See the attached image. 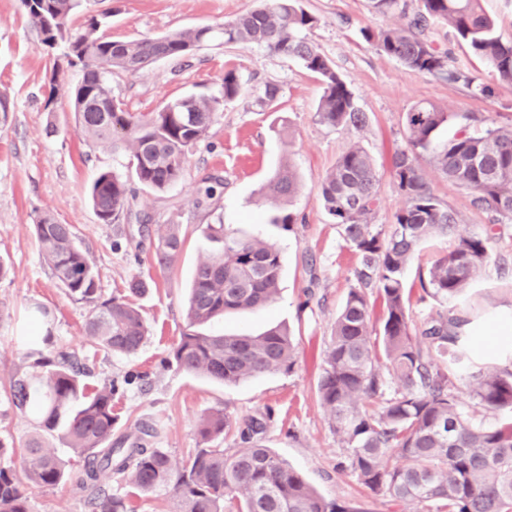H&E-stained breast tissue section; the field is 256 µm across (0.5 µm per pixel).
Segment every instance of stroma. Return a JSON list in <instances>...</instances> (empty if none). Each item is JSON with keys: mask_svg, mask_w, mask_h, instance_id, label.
<instances>
[{"mask_svg": "<svg viewBox=\"0 0 512 512\" xmlns=\"http://www.w3.org/2000/svg\"><path fill=\"white\" fill-rule=\"evenodd\" d=\"M260 0H89L77 12L71 32L85 30L86 14L105 15L100 34L115 40L161 36L173 31L211 26L257 8ZM317 20L309 38L335 64L369 117L360 131L319 122L316 110L322 94L319 80L298 62L249 44H224L215 39L182 60H162L135 74L112 75V93L127 111L148 113L163 101L191 93L218 91L224 71L236 68L244 81L242 94L229 103L207 138L189 155L183 180L166 192L135 188L127 219L106 224L88 201V188L99 171L125 174L124 152L88 145L71 120L68 89L76 83L74 68L53 72L40 36L21 0H0V260L9 269L0 278V440L21 444L31 421L9 401L10 382L24 370L19 338L33 324L34 305L55 317V334L64 346L77 349L88 366V382L97 388L113 381L119 393L112 401L113 434L122 436L135 425H153L151 444L167 449L174 464L199 445L198 423L221 410L231 419L271 412L265 444L299 471L325 498L344 501L355 512H414L410 505H393L370 496L350 473L337 467L346 448L329 427V413L317 394L331 327L356 284L358 259L332 224L319 201L326 172L353 143L372 156L379 175L381 207L376 225L389 224L402 197L391 176L392 157L404 147V116L419 102L445 111L475 114L486 122L512 124V85L499 81L486 65L454 38L449 28L435 26L431 37L448 51L455 64L488 85L451 83L411 71L366 42L361 29L403 25L401 14H379L369 0H302ZM279 86L275 102H267L266 84ZM56 121L57 132L47 124ZM291 165L300 189L290 205L304 221L293 230L261 222L265 213L261 189L282 165ZM420 167L435 194L457 211L471 233L482 232L486 218L470 204L468 191L449 182L422 156ZM224 181L220 194L198 204L203 177ZM72 225L78 241L99 277L104 297H129L146 320L148 333L131 355H111L91 347L84 331L87 309L68 299L45 264L33 224L44 212ZM179 224L185 231L183 250L166 271L153 261L144 243L141 219ZM217 222L240 234L274 244L281 253L278 295L254 312L230 314L215 328L227 333H260L286 324L298 345L292 370L275 371L236 384L220 385L200 375L169 366L166 360L184 326V303L195 266L212 250L203 230ZM120 249H113V241ZM136 278L147 282L145 293L129 295ZM463 303L475 329L471 349L478 362L503 365L502 351L492 350V329L512 320V224L498 232L491 261L466 291ZM101 485L122 498L125 512H175L170 493L144 494L102 475ZM33 512H89L73 484L56 489L32 487Z\"/></svg>", "mask_w": 512, "mask_h": 512, "instance_id": "1", "label": "stroma"}]
</instances>
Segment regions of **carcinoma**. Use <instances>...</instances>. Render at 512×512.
Returning a JSON list of instances; mask_svg holds the SVG:
<instances>
[{
  "label": "carcinoma",
  "instance_id": "1",
  "mask_svg": "<svg viewBox=\"0 0 512 512\" xmlns=\"http://www.w3.org/2000/svg\"><path fill=\"white\" fill-rule=\"evenodd\" d=\"M22 2L42 44L64 43L68 65L80 69L69 88L76 128L93 145L124 150L131 175L156 192L183 179L188 154L206 138L224 106L241 94L240 75L226 71L218 95H185L138 115L112 95L110 77L115 70L136 73L162 59L179 60L217 35L226 44H254L293 59L315 74L323 89L317 107L321 123L356 130L368 124L333 62L308 39L317 18L300 0H263L218 32L203 26L131 40L96 34L94 15L85 32L71 33L69 22L82 0ZM370 2L381 14L406 13V0ZM420 2L404 25L361 34L412 71L470 86L474 78L453 67L448 52L427 35L431 24L447 25L502 83L512 85V43L495 37L480 0ZM454 118L433 103H418L405 113L406 146L392 161L402 205L386 231L370 222L381 204L379 177L362 146L348 148L321 183V205L357 255L358 267L356 285L332 326L317 393L330 411L331 430L348 449L345 469L369 494L396 505L411 503L416 512H512V418L496 425L475 422L457 387L459 369L471 361L462 293L490 262L494 227L512 224V125L477 128V118L464 115L456 134L435 144L440 129ZM424 152L432 153L435 168L448 181L469 191L472 206L488 219L483 233H459V214L435 195L419 166ZM298 189L295 172L283 168L263 188L262 199L277 207ZM131 196L129 181L112 171L98 173L89 190L95 214L105 224L122 223ZM145 232L153 239L156 264L170 268L185 241L180 225H147ZM205 233L218 247L194 270L186 323L168 364L224 385L292 369L297 345L284 327L259 335L201 330L228 312L273 302L281 273L274 245L238 236L221 222L207 225ZM34 236L66 296L88 308L84 328L91 346L106 354L136 353L146 338L144 317L123 298L103 297L73 226L44 212ZM436 237L454 243L419 274V284L443 310L415 326L405 272L420 246ZM370 293L383 307L378 327L371 320ZM36 312L43 334L26 344L28 372L10 384L13 407L34 416L33 431L21 454L0 441V512H31L27 486L53 489L73 477L65 459L44 450L47 436L65 441L79 458L81 470L73 478L91 512H125L122 499L98 484L103 472L143 493L171 492L177 512H355L345 502L326 500L262 443V417L234 422L221 410L208 415L198 428L200 447L180 468L173 467L165 449L144 446V438L152 436L148 425L136 426L132 443L126 436L112 440L116 385L89 388L83 380L87 368L58 343L49 312L40 306ZM390 378L398 388L388 397ZM466 392L486 412H512V360L503 368L472 366ZM229 434L238 444L232 453L209 446ZM393 454L409 465L389 466Z\"/></svg>",
  "mask_w": 512,
  "mask_h": 512
}]
</instances>
